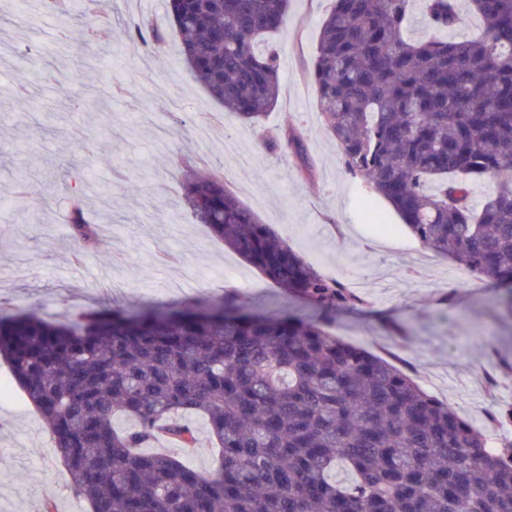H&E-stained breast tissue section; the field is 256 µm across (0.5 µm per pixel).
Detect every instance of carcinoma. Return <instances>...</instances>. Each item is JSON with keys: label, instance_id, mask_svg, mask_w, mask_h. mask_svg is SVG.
<instances>
[{"label": "carcinoma", "instance_id": "1", "mask_svg": "<svg viewBox=\"0 0 512 512\" xmlns=\"http://www.w3.org/2000/svg\"><path fill=\"white\" fill-rule=\"evenodd\" d=\"M71 2L43 6L83 45L91 2L78 14ZM288 3L168 0V12L194 81L266 147L300 155L295 129L261 126L280 94L273 38L288 29ZM468 4L482 32L450 37L464 25L458 0H333L310 76L347 171L424 247L503 290L512 316V0ZM416 11L421 37L407 33ZM130 37L166 44L149 17ZM179 168L198 223L315 315L260 314L232 293L209 306L83 308L68 322L0 306V360L47 425L73 495L90 512H512V405L477 429L397 355L331 332L365 296L312 268L222 180L188 158ZM484 181L495 189L477 208ZM69 224L81 247H99L78 197ZM381 329L399 351L411 343L401 324ZM489 353L511 379L512 357ZM187 414L219 448L212 472L142 451L161 432L195 447ZM340 463L346 483L330 479Z\"/></svg>", "mask_w": 512, "mask_h": 512}]
</instances>
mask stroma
Returning <instances> with one entry per match:
<instances>
[{"mask_svg":"<svg viewBox=\"0 0 512 512\" xmlns=\"http://www.w3.org/2000/svg\"><path fill=\"white\" fill-rule=\"evenodd\" d=\"M166 0H102L109 37L79 49L30 0H0V299L48 320L96 303L134 311L180 300L240 303L271 313L300 305L225 249L182 202L175 163L206 160L225 190L321 272L371 287L369 307L338 316L346 341L378 348L383 321L408 327L418 384L464 419L512 404L489 392L490 348L512 357V322L494 316L493 288L457 281L454 262L424 248L381 197L344 167L317 116L308 71L331 0H291L279 40L281 90L263 126L300 132L306 159L269 151L258 129L225 118L183 66L176 34L153 53L126 28L162 17ZM183 126L172 127L169 113ZM82 196L102 246L80 252L68 222ZM232 277L213 279L214 271ZM454 294L455 305L443 295ZM0 512H88L42 420L0 362Z\"/></svg>","mask_w":512,"mask_h":512,"instance_id":"obj_1","label":"stroma"}]
</instances>
